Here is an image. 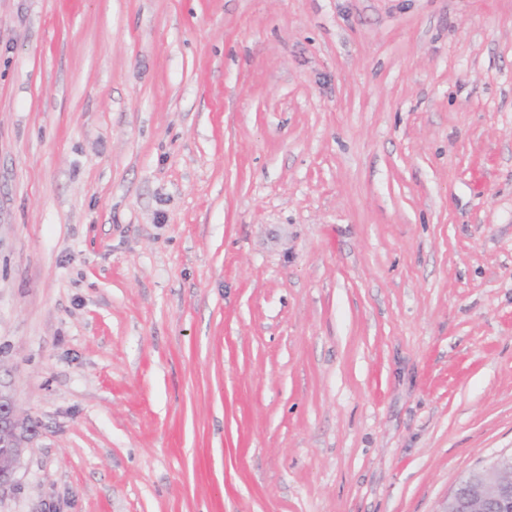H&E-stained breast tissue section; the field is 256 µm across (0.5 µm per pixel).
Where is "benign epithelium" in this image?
I'll return each instance as SVG.
<instances>
[{
	"label": "benign epithelium",
	"mask_w": 512,
	"mask_h": 512,
	"mask_svg": "<svg viewBox=\"0 0 512 512\" xmlns=\"http://www.w3.org/2000/svg\"><path fill=\"white\" fill-rule=\"evenodd\" d=\"M28 440L11 398L0 391V491L11 486ZM444 512H512V477L494 462L448 496Z\"/></svg>",
	"instance_id": "obj_1"
}]
</instances>
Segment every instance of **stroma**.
I'll return each mask as SVG.
<instances>
[{
	"label": "stroma",
	"mask_w": 512,
	"mask_h": 512,
	"mask_svg": "<svg viewBox=\"0 0 512 512\" xmlns=\"http://www.w3.org/2000/svg\"><path fill=\"white\" fill-rule=\"evenodd\" d=\"M0 512H443L512 452V0H0ZM27 440L13 401L0 391V491L12 485Z\"/></svg>",
	"instance_id": "obj_1"
}]
</instances>
